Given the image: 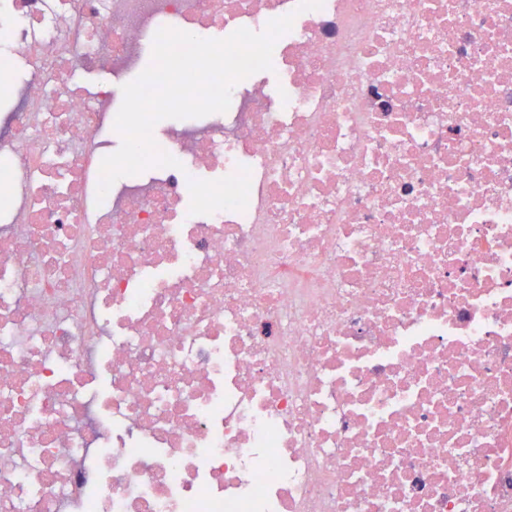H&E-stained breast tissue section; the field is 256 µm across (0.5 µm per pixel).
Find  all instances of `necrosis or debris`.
<instances>
[{
	"instance_id": "1",
	"label": "necrosis or debris",
	"mask_w": 512,
	"mask_h": 512,
	"mask_svg": "<svg viewBox=\"0 0 512 512\" xmlns=\"http://www.w3.org/2000/svg\"><path fill=\"white\" fill-rule=\"evenodd\" d=\"M297 4L0 0V512H512V0ZM288 14L97 201L83 74Z\"/></svg>"
}]
</instances>
